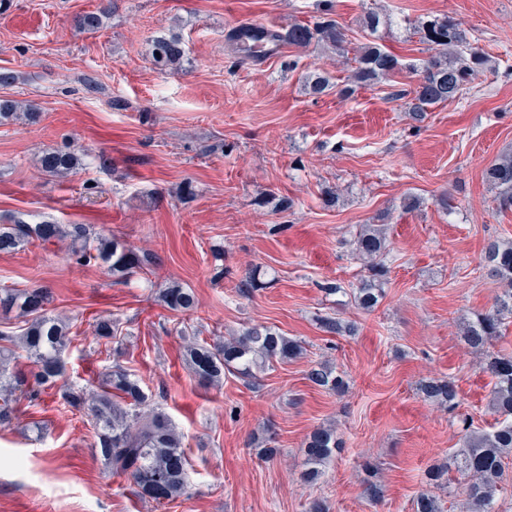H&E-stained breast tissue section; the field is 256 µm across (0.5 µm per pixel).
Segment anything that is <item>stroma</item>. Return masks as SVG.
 <instances>
[{
	"label": "stroma",
	"mask_w": 512,
	"mask_h": 512,
	"mask_svg": "<svg viewBox=\"0 0 512 512\" xmlns=\"http://www.w3.org/2000/svg\"><path fill=\"white\" fill-rule=\"evenodd\" d=\"M315 0H112L104 27L80 31L79 14L101 0H10L0 10V69L15 84L0 98L36 104L40 117L0 124V221L87 224L122 236L151 256V279L126 283L81 267L67 241L0 252V286L47 289L74 341L68 384L95 391L102 368L120 364L182 434L190 464L186 495L166 507L110 474L85 416L64 408L59 388L20 399L0 428V512H305L324 498L329 512H413L425 473L460 448L465 426L486 429L492 377L488 355H512V325L477 352L461 338L463 317L489 309L501 285L483 267L492 239H512V210H499L485 169L512 152V0H333V17L353 45L376 41L409 65L425 58L409 28L420 16L449 15L466 28L489 66L462 97L429 107L416 123L396 100L414 76L344 96L350 68L313 45L262 63L238 64L227 35L263 22L286 31L314 16ZM394 23L377 34L366 11ZM179 35L182 70L155 69V37ZM330 70L336 90L312 96L306 78ZM71 148L82 164L46 176L41 157ZM194 194H178L183 183ZM284 208L258 206L265 193ZM421 199L418 210L404 199ZM450 196L453 211L438 203ZM388 217L391 254L384 296L373 311L328 282L357 284L352 254L362 225ZM262 267L267 288L236 286ZM194 291L189 313L167 311L156 283ZM356 322L354 336L322 331L319 317ZM117 319L124 336L106 353L95 318ZM264 324L301 341L304 352L259 373L255 386L225 375L202 384L184 359L183 331L202 339ZM344 371L336 395L306 378L316 363ZM448 377L459 404L425 401L421 379ZM335 427L343 446L314 485L300 481L304 444ZM271 460L260 453L267 443ZM378 468L381 503L363 495L362 461Z\"/></svg>",
	"instance_id": "35a3bbf8"
}]
</instances>
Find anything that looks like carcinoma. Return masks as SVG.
Segmentation results:
<instances>
[{
    "instance_id": "obj_1",
    "label": "carcinoma",
    "mask_w": 512,
    "mask_h": 512,
    "mask_svg": "<svg viewBox=\"0 0 512 512\" xmlns=\"http://www.w3.org/2000/svg\"><path fill=\"white\" fill-rule=\"evenodd\" d=\"M329 0H324L319 15L311 20L296 22L281 33L269 30V35L298 49L316 42L343 57L349 54L342 28L330 17ZM108 14L107 7L84 14L81 28L94 32L102 26ZM412 28L427 45L431 55L419 67H412L418 76L416 84L400 95L411 119L420 121L428 107L459 99L467 86L487 69V58L470 43L461 23L450 16L419 18ZM181 39L176 35L160 36L153 40L152 62L161 70H174L184 61ZM350 81L353 86L341 89L349 95L355 86H374L390 79L399 71V60L378 44L354 50ZM309 87L316 95L332 90V76L325 70L313 73ZM24 116L33 121L38 116L33 104L0 99V120ZM79 157L72 151L55 150L41 160L42 171L50 176L67 174L78 165ZM484 177L498 190L496 201L501 210H512V156H504L484 172ZM71 240L72 259L79 266H99L122 282L144 271L151 260L136 254L127 243L114 235L94 236L86 224L63 226L51 222L27 224L17 220L0 225V251L17 249L34 240ZM353 253L363 261L366 275L354 288L346 290L338 283H327L328 294L349 292L355 304L367 311L373 310L382 298L381 284L388 274L387 259L390 247L387 227L368 224L356 233ZM484 268L502 285L493 307L463 320L462 337L473 349H483L502 335L512 319V240L495 239L487 243ZM158 301L174 312L194 308L195 295L189 288L167 284L158 289ZM52 299L43 288H0V314L12 313L21 318L19 331H0V426L11 425L14 419L15 393L30 400L39 397V391L26 390L25 378L9 370L11 363L26 358L32 364L31 375L37 385H52L66 370L65 353L72 343L70 327L53 314ZM320 328L327 334L350 336L355 325L337 316L319 318ZM95 339L108 345L119 343V323L103 318L95 325ZM303 353L301 342L290 339L262 324H250L224 339L208 344L193 341L186 346V360L195 375L204 382L218 384L224 372L237 375L252 383L257 372L275 361H286ZM486 371L494 380L491 405L499 419L488 431H471L465 435L463 447L456 450L449 461L434 464L427 470L428 482L438 489L449 487L445 476L454 468L465 478L461 493L467 512H499L498 498L504 492L502 477L504 459L512 456V357L491 355ZM100 391L88 393L84 388L70 386L60 395L63 404L83 413L96 433L95 447L105 467L113 475L126 477L143 495L164 505L187 493L190 474L182 447V436L176 431L170 416L161 408L143 410L149 395L138 380L120 365H108L100 373ZM307 379L338 396L348 387L343 372L328 363L312 367ZM418 391L427 400L449 409L458 405L455 381L447 378H428L418 385ZM341 441L333 427H319L312 431L305 443L307 469L302 479L313 483L324 475V468L336 454ZM364 494L372 501L384 498L383 485L376 479L372 465L364 466ZM415 512H442L441 499L428 493L420 494Z\"/></svg>"
}]
</instances>
